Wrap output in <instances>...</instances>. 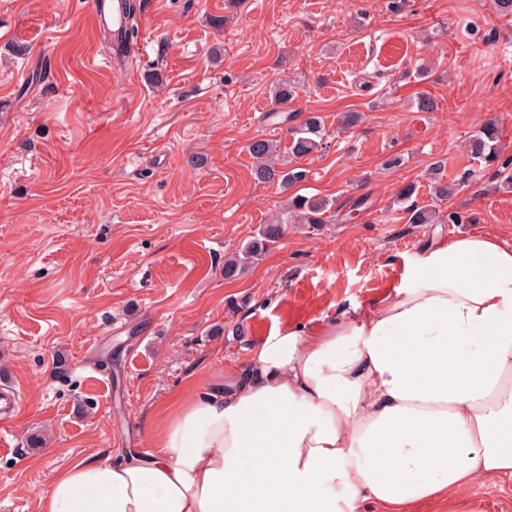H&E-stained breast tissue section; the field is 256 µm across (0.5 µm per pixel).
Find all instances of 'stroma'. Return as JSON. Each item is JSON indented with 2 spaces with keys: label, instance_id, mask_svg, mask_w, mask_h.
<instances>
[{
  "label": "stroma",
  "instance_id": "stroma-1",
  "mask_svg": "<svg viewBox=\"0 0 512 512\" xmlns=\"http://www.w3.org/2000/svg\"><path fill=\"white\" fill-rule=\"evenodd\" d=\"M140 3L116 66L94 0H0V382L20 393L0 512H41L72 460L158 450L154 412L238 373L277 327L383 300L431 236L512 243V188L466 148L495 118L512 158V17L492 0H243L221 30L224 0ZM290 77L297 109L270 117ZM346 112L362 120L343 132ZM310 114L323 141L294 190L333 200L332 217L225 278L287 197L255 178L248 144L288 143ZM436 162L475 176L436 200ZM410 182L462 223H407L394 200ZM424 512H512V480L475 478Z\"/></svg>",
  "mask_w": 512,
  "mask_h": 512
}]
</instances>
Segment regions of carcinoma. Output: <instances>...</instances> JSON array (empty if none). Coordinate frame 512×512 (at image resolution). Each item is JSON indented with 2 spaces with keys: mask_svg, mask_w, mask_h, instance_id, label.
<instances>
[{
  "mask_svg": "<svg viewBox=\"0 0 512 512\" xmlns=\"http://www.w3.org/2000/svg\"><path fill=\"white\" fill-rule=\"evenodd\" d=\"M134 0H126V12L131 23L120 32V40L125 44L133 43L138 38V27L134 19ZM296 91L293 83L282 81L273 92L272 111L286 112L294 103ZM323 135L322 120L319 116L308 117L300 126L290 130L288 153L296 159L304 158L317 151ZM500 129L497 121L488 120L483 127L468 140V151L471 156L491 165L498 160V142ZM247 151L255 161V175L261 182L277 183L288 189L305 180L307 172L301 167L288 168L279 162L277 145L259 138L251 141ZM432 189L439 200L452 197L460 183L448 182L440 176L439 168H430ZM416 184L408 183L398 192L396 201L407 217L409 224H433L439 220L450 224L461 222V216L451 211L440 219L436 211L428 206H421L414 199ZM332 209V203L326 198L295 195L290 198L288 207L281 214L272 216L259 231L258 237L250 241L232 255L224 259V277L233 278L243 274L250 265L265 253L271 245L278 243L286 234L290 224H324L326 216Z\"/></svg>",
  "mask_w": 512,
  "mask_h": 512,
  "instance_id": "1",
  "label": "carcinoma"
}]
</instances>
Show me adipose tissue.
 I'll use <instances>...</instances> for the list:
<instances>
[{
	"mask_svg": "<svg viewBox=\"0 0 512 512\" xmlns=\"http://www.w3.org/2000/svg\"><path fill=\"white\" fill-rule=\"evenodd\" d=\"M161 421L158 452L71 461L42 512H421L512 479V243L432 240L381 304L275 329Z\"/></svg>",
	"mask_w": 512,
	"mask_h": 512,
	"instance_id": "1",
	"label": "adipose tissue"
}]
</instances>
